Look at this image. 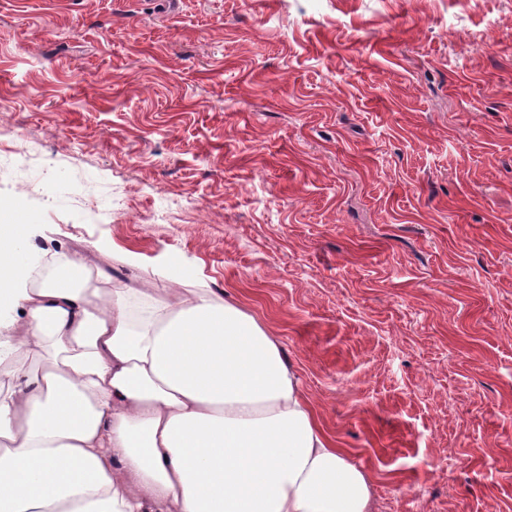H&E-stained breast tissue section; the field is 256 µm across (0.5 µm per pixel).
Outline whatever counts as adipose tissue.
<instances>
[{"label":"adipose tissue","instance_id":"adipose-tissue-1","mask_svg":"<svg viewBox=\"0 0 512 512\" xmlns=\"http://www.w3.org/2000/svg\"><path fill=\"white\" fill-rule=\"evenodd\" d=\"M47 267L0 205V512H371L369 476L237 302Z\"/></svg>","mask_w":512,"mask_h":512}]
</instances>
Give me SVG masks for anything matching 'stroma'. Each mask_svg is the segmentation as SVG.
Listing matches in <instances>:
<instances>
[{
  "label": "stroma",
  "mask_w": 512,
  "mask_h": 512,
  "mask_svg": "<svg viewBox=\"0 0 512 512\" xmlns=\"http://www.w3.org/2000/svg\"><path fill=\"white\" fill-rule=\"evenodd\" d=\"M25 252L278 336L372 512H512V0H0Z\"/></svg>",
  "instance_id": "1"
}]
</instances>
